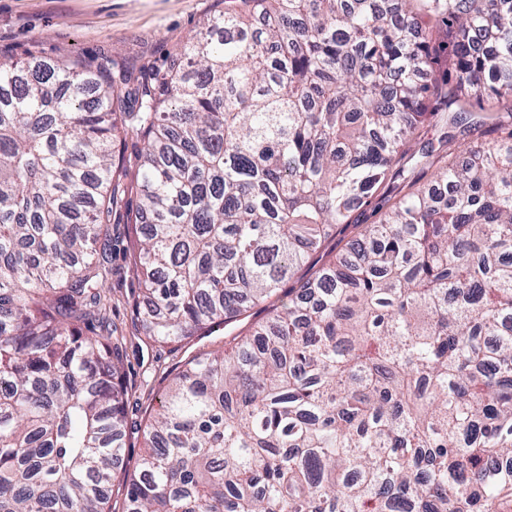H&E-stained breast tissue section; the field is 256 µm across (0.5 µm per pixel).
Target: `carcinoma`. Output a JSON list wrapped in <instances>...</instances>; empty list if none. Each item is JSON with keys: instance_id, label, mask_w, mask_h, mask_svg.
Here are the masks:
<instances>
[{"instance_id": "obj_1", "label": "carcinoma", "mask_w": 512, "mask_h": 512, "mask_svg": "<svg viewBox=\"0 0 512 512\" xmlns=\"http://www.w3.org/2000/svg\"><path fill=\"white\" fill-rule=\"evenodd\" d=\"M412 2L224 0L138 77L0 54V512H110L123 355L81 326L122 133L143 336H231L173 377L127 512H512V0ZM473 103L508 120L461 143Z\"/></svg>"}]
</instances>
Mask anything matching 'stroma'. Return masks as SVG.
<instances>
[{
    "mask_svg": "<svg viewBox=\"0 0 512 512\" xmlns=\"http://www.w3.org/2000/svg\"><path fill=\"white\" fill-rule=\"evenodd\" d=\"M224 8L222 0H0V52L15 60L35 50L50 60L108 57L128 66L166 67L204 22ZM126 206L105 227L110 248L105 263L106 330L124 356L125 463L136 468L142 431L169 380L190 358L223 351V330L176 345L142 336L133 316L139 294L132 244L140 227L127 221L137 201L133 175L138 151L122 147Z\"/></svg>",
    "mask_w": 512,
    "mask_h": 512,
    "instance_id": "1",
    "label": "stroma"
}]
</instances>
